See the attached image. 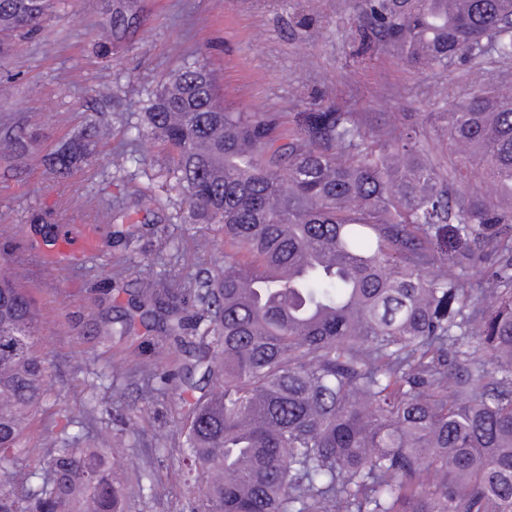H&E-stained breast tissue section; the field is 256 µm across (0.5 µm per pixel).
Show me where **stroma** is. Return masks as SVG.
<instances>
[{"instance_id": "1", "label": "stroma", "mask_w": 512, "mask_h": 512, "mask_svg": "<svg viewBox=\"0 0 512 512\" xmlns=\"http://www.w3.org/2000/svg\"><path fill=\"white\" fill-rule=\"evenodd\" d=\"M147 25L132 48L101 56L96 34L105 0H65L33 37L0 58V129L30 135L22 159L0 157V258L23 259L43 319V352L57 400L39 412L34 434L65 418L83 422L84 436L109 429L116 474L127 478L128 512H188L198 490L180 468L178 391L145 392L142 370H169L185 361L179 345L159 331L138 329L104 341L96 327L123 316L126 292L138 288L140 267L170 285L192 281L200 268L218 271L224 246L205 262L194 254L200 224L183 221L184 204L160 186L167 160L137 132L150 91L184 65L209 56L228 103L248 112H305L324 99L396 127L432 131L444 111L474 83L471 66L416 69L377 46L356 51L349 35L351 0H144ZM98 130L67 177L44 160L78 130ZM135 157L123 171L111 159ZM151 196L149 211L131 213V245L105 241L102 225L114 206ZM62 226L88 249L78 256L47 253L43 231ZM125 364L127 377L112 375ZM163 487L152 496L150 485Z\"/></svg>"}]
</instances>
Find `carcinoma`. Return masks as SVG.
Instances as JSON below:
<instances>
[{
	"label": "carcinoma",
	"mask_w": 512,
	"mask_h": 512,
	"mask_svg": "<svg viewBox=\"0 0 512 512\" xmlns=\"http://www.w3.org/2000/svg\"><path fill=\"white\" fill-rule=\"evenodd\" d=\"M54 4L0 0V56ZM145 21L143 0H112L95 52ZM350 34L421 68L511 60L512 0H354ZM475 84L435 113L458 166L420 129H374L333 102L289 120L237 110L205 59L151 94L142 128L167 153L168 191L225 248L221 273L158 288L147 272L129 302L199 339L182 465L209 480L190 512H512V100ZM93 136L49 168L67 176ZM25 148L23 130L0 135L1 155ZM472 177L498 199L465 189ZM26 272L0 269V512H126L107 430L82 446L68 419L30 467L55 387ZM145 378L158 392L192 375Z\"/></svg>",
	"instance_id": "carcinoma-1"
}]
</instances>
